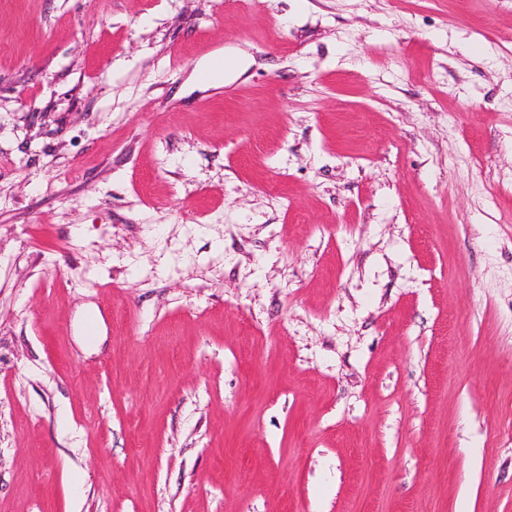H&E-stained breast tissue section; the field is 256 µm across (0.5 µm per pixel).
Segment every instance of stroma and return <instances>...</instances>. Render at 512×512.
Instances as JSON below:
<instances>
[{
    "instance_id": "1",
    "label": "stroma",
    "mask_w": 512,
    "mask_h": 512,
    "mask_svg": "<svg viewBox=\"0 0 512 512\" xmlns=\"http://www.w3.org/2000/svg\"><path fill=\"white\" fill-rule=\"evenodd\" d=\"M0 512H512V0H0Z\"/></svg>"
}]
</instances>
